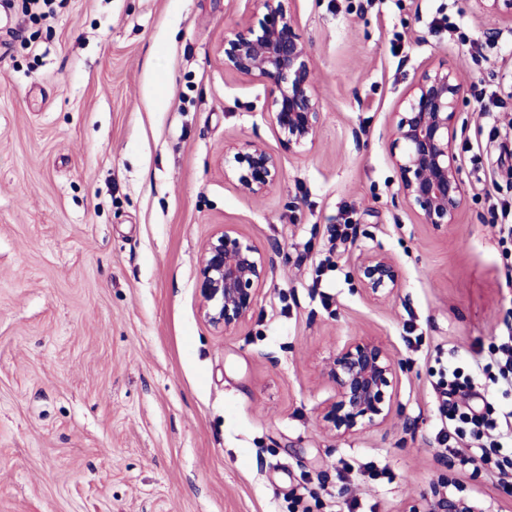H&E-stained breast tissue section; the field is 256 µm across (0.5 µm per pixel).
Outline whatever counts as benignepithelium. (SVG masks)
Masks as SVG:
<instances>
[{"mask_svg": "<svg viewBox=\"0 0 512 512\" xmlns=\"http://www.w3.org/2000/svg\"><path fill=\"white\" fill-rule=\"evenodd\" d=\"M262 16L235 28L224 40V69L263 83L268 90L263 119L285 148L302 152L314 142L321 121L311 55L286 0H255ZM479 11L512 18V0H472ZM465 98L456 75L443 65L423 70L399 103L389 135L400 149L398 199L435 228L456 224L464 209L466 185L454 152ZM224 175L251 197L266 195L278 182L276 155L258 141L224 153ZM269 270L264 251L238 231L223 227L203 245L198 258L202 314L214 328L230 330L256 307ZM361 290L380 300L401 287L394 258L383 249L366 251L355 270ZM402 369L379 342L354 338L336 348L325 375L335 398L322 411L323 428L340 438L383 424L391 413L393 384ZM446 473L423 497L424 508L409 512H482L469 495L453 491Z\"/></svg>", "mask_w": 512, "mask_h": 512, "instance_id": "obj_1", "label": "benign epithelium"}]
</instances>
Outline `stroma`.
<instances>
[{"instance_id": "obj_1", "label": "stroma", "mask_w": 512, "mask_h": 512, "mask_svg": "<svg viewBox=\"0 0 512 512\" xmlns=\"http://www.w3.org/2000/svg\"><path fill=\"white\" fill-rule=\"evenodd\" d=\"M292 10L322 104L301 155L263 119L265 85L224 69L254 0H64L46 20L0 6V512H406L447 469L485 512H512L506 477L439 445L435 391L439 368L486 362L512 326V244L489 211L512 199V21L470 0ZM440 12L447 29L429 31ZM439 64L472 115L446 230L397 199L387 135ZM481 91L503 103L483 118ZM255 138L281 165L261 198L224 175L225 147ZM345 215L356 236L332 246ZM227 224L271 269L222 332L196 282ZM377 246L396 298L355 278ZM356 336L405 369L386 423L340 439L319 423L324 367Z\"/></svg>"}]
</instances>
